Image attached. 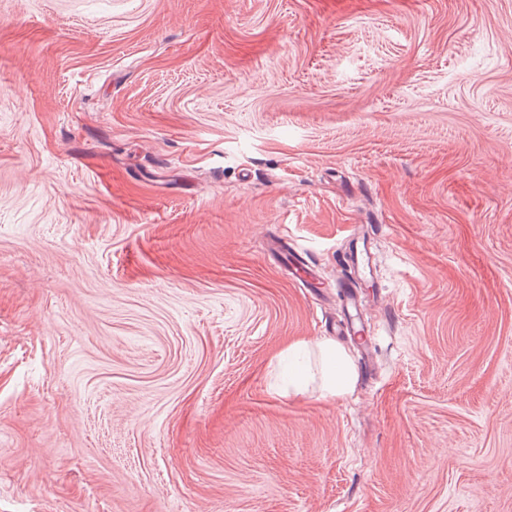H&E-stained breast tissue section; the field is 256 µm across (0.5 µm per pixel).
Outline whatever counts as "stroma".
Segmentation results:
<instances>
[{"label": "stroma", "mask_w": 512, "mask_h": 512, "mask_svg": "<svg viewBox=\"0 0 512 512\" xmlns=\"http://www.w3.org/2000/svg\"><path fill=\"white\" fill-rule=\"evenodd\" d=\"M0 512H512V0H0ZM292 348L305 349L321 363L320 394L322 397H343L353 392L357 380L355 367L346 351L331 340L312 344L300 342Z\"/></svg>", "instance_id": "35a3bbf8"}]
</instances>
